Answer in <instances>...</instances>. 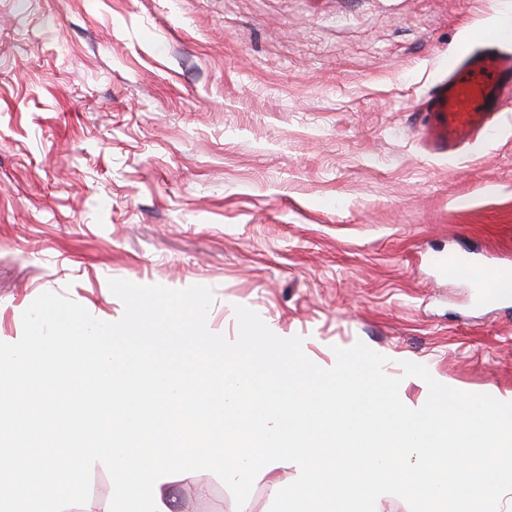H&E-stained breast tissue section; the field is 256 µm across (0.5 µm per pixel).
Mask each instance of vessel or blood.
Wrapping results in <instances>:
<instances>
[{"instance_id":"vessel-or-blood-1","label":"vessel or blood","mask_w":512,"mask_h":512,"mask_svg":"<svg viewBox=\"0 0 512 512\" xmlns=\"http://www.w3.org/2000/svg\"><path fill=\"white\" fill-rule=\"evenodd\" d=\"M512 101V54L487 53L452 57L447 72L422 99L417 132L424 148L435 154L454 155L460 149L488 141L499 131L503 108ZM453 275L469 276L480 299L493 304L503 298L504 281L512 267L492 273L477 270L469 259H449Z\"/></svg>"}]
</instances>
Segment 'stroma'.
<instances>
[{"instance_id":"1","label":"stroma","mask_w":512,"mask_h":512,"mask_svg":"<svg viewBox=\"0 0 512 512\" xmlns=\"http://www.w3.org/2000/svg\"><path fill=\"white\" fill-rule=\"evenodd\" d=\"M512 0H0V341L44 292L114 322L108 282L212 289L303 339L323 368L365 343L411 407L425 365L512 401V299L476 305L436 265L512 264V119L479 150L426 153L414 106L443 60L511 51L478 29ZM244 507L215 474L168 476L169 512Z\"/></svg>"}]
</instances>
